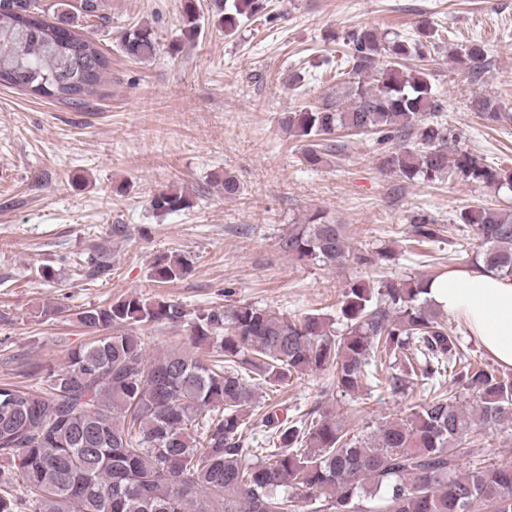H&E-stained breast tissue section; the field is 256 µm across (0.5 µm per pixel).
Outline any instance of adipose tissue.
<instances>
[{"instance_id":"obj_1","label":"adipose tissue","mask_w":512,"mask_h":512,"mask_svg":"<svg viewBox=\"0 0 512 512\" xmlns=\"http://www.w3.org/2000/svg\"><path fill=\"white\" fill-rule=\"evenodd\" d=\"M428 297L460 317L496 363L512 367V277L481 265L451 270L430 282Z\"/></svg>"}]
</instances>
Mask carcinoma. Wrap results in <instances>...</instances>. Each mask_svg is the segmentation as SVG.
<instances>
[{
    "label": "carcinoma",
    "mask_w": 512,
    "mask_h": 512,
    "mask_svg": "<svg viewBox=\"0 0 512 512\" xmlns=\"http://www.w3.org/2000/svg\"><path fill=\"white\" fill-rule=\"evenodd\" d=\"M217 24L233 36L241 23L267 10V0H222ZM183 35L201 31L194 0H186ZM442 32L428 21L415 38L387 41L372 28L347 34L343 79L348 107L325 103L282 113L281 128L299 138L303 163L316 168L342 129L368 133L396 146L381 169L428 183L455 175L471 184L512 191V169L487 165L464 150L448 152L447 125L433 120L441 101L422 68L403 61L425 59ZM126 56L152 58L158 42L149 26L122 37ZM459 62L477 79L487 62L485 44L474 42ZM106 70L96 41L75 30L67 13L50 21L34 0H0V85L60 104L83 106L95 96ZM470 108L494 122H512L486 93ZM193 207L177 191L150 201L157 214ZM458 223L470 227L481 262L512 276V212L465 208ZM418 243L442 239L440 225L424 215L411 220ZM279 249L299 260L334 266L349 253L345 225L319 209L279 239ZM368 268L390 261L385 249L357 256ZM186 266L162 257L153 280L181 279ZM433 280L353 281L344 288L339 317L308 313L288 318L251 303L188 311L164 295L132 292L107 306L76 315L90 331L110 329L69 356L63 371L48 370L47 388L0 386V512H512V462L462 467L480 455L474 439L512 424V373L464 355L448 317L420 300ZM186 326L199 355L174 346L146 355L135 326ZM406 364L384 385L396 395L421 385L428 395L410 414L380 422L366 440L347 437L338 419L318 409L284 425L267 414L263 426L278 441L252 463L243 429L251 420V383L261 378L286 385L308 372L334 369L336 387L353 393L376 378V359ZM456 385L471 400L457 401ZM21 477L20 492L9 489ZM375 500L367 507L362 500Z\"/></svg>",
    "instance_id": "cac0c4a2"
}]
</instances>
